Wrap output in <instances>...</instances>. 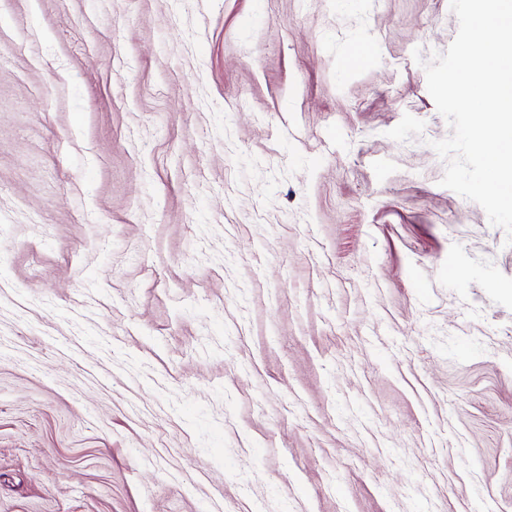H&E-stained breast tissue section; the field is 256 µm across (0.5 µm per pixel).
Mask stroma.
Here are the masks:
<instances>
[{
    "instance_id": "1",
    "label": "stroma",
    "mask_w": 512,
    "mask_h": 512,
    "mask_svg": "<svg viewBox=\"0 0 512 512\" xmlns=\"http://www.w3.org/2000/svg\"><path fill=\"white\" fill-rule=\"evenodd\" d=\"M450 0H0V512H512V245L440 186Z\"/></svg>"
}]
</instances>
